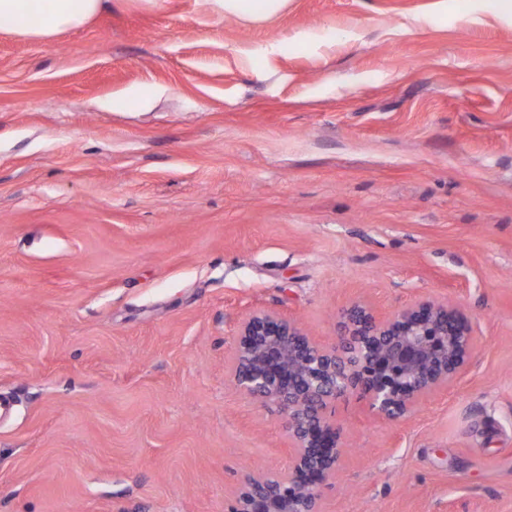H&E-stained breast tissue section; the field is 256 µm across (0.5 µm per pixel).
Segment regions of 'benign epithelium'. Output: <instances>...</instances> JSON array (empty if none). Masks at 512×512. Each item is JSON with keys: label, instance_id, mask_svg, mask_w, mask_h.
Segmentation results:
<instances>
[{"label": "benign epithelium", "instance_id": "benign-epithelium-1", "mask_svg": "<svg viewBox=\"0 0 512 512\" xmlns=\"http://www.w3.org/2000/svg\"><path fill=\"white\" fill-rule=\"evenodd\" d=\"M338 336L336 344H321L269 310L239 322L229 379L281 415L291 464L272 477H248L227 512H319L320 490L343 450L328 404L360 392L380 418L407 421L426 399L461 378L475 349L460 311L430 300L388 317L356 304L344 313Z\"/></svg>", "mask_w": 512, "mask_h": 512}]
</instances>
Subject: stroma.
<instances>
[{"label": "stroma", "instance_id": "35a3bbf8", "mask_svg": "<svg viewBox=\"0 0 512 512\" xmlns=\"http://www.w3.org/2000/svg\"><path fill=\"white\" fill-rule=\"evenodd\" d=\"M450 303L408 421L359 394L321 512H512V0H112L0 30V512H225L290 462L225 364L271 310ZM203 7L216 16L235 14L242 19L261 21L281 10L288 0H198Z\"/></svg>", "mask_w": 512, "mask_h": 512}]
</instances>
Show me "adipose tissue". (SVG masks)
<instances>
[{"mask_svg":"<svg viewBox=\"0 0 512 512\" xmlns=\"http://www.w3.org/2000/svg\"><path fill=\"white\" fill-rule=\"evenodd\" d=\"M109 0H0V29L28 38H48L80 28ZM210 13H227L260 21L281 10L288 0H201Z\"/></svg>","mask_w":512,"mask_h":512,"instance_id":"ef3b65f1","label":"adipose tissue"}]
</instances>
